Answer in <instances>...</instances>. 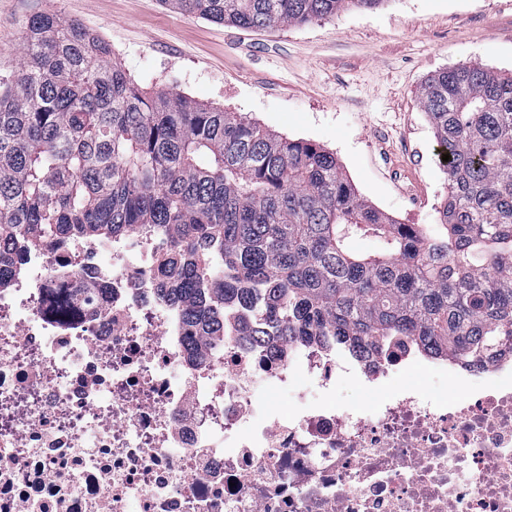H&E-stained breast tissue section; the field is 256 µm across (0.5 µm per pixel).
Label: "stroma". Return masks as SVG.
I'll return each instance as SVG.
<instances>
[{"label":"stroma","instance_id":"1","mask_svg":"<svg viewBox=\"0 0 512 512\" xmlns=\"http://www.w3.org/2000/svg\"><path fill=\"white\" fill-rule=\"evenodd\" d=\"M41 12L101 36L148 91L177 92L332 151L365 200L434 235L447 180L417 91L444 68L512 71V0H384L271 31L216 24L168 0H0L1 79Z\"/></svg>","mask_w":512,"mask_h":512}]
</instances>
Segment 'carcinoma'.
<instances>
[{"label": "carcinoma", "instance_id": "carcinoma-1", "mask_svg": "<svg viewBox=\"0 0 512 512\" xmlns=\"http://www.w3.org/2000/svg\"><path fill=\"white\" fill-rule=\"evenodd\" d=\"M216 23L268 31L384 0H173ZM444 163L443 232L399 224L358 195L336 156L222 109L131 82L100 37L30 17L0 82V267L75 237L167 238L159 296L188 333L228 317L260 341L331 336L336 347L407 336L425 356L481 365L512 340V75L442 69L418 92ZM357 235L378 251L352 253ZM46 311H77L50 288Z\"/></svg>", "mask_w": 512, "mask_h": 512}]
</instances>
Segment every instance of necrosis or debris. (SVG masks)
<instances>
[{
	"label": "necrosis or debris",
	"instance_id": "obj_1",
	"mask_svg": "<svg viewBox=\"0 0 512 512\" xmlns=\"http://www.w3.org/2000/svg\"><path fill=\"white\" fill-rule=\"evenodd\" d=\"M145 228L24 254L0 273V512H512V346L388 389L409 339L341 363L324 337L188 343ZM65 283L82 306L44 310ZM368 391L353 411L336 388ZM295 401L276 405L279 392Z\"/></svg>",
	"mask_w": 512,
	"mask_h": 512
}]
</instances>
